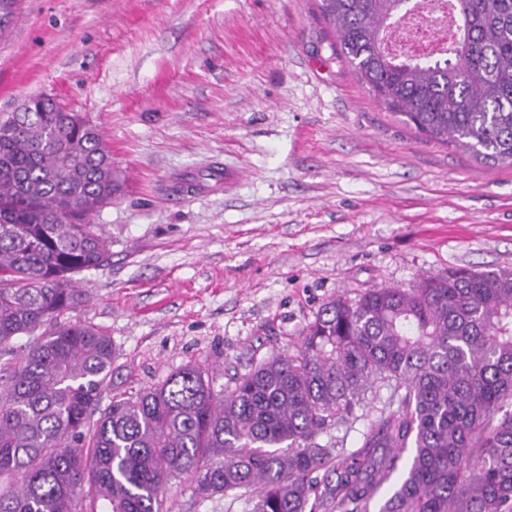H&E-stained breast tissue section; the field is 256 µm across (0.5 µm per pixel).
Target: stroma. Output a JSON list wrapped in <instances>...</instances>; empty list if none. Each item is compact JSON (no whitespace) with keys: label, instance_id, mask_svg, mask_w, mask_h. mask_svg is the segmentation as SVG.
I'll return each instance as SVG.
<instances>
[{"label":"stroma","instance_id":"35a3bbf8","mask_svg":"<svg viewBox=\"0 0 512 512\" xmlns=\"http://www.w3.org/2000/svg\"><path fill=\"white\" fill-rule=\"evenodd\" d=\"M54 97L102 133L123 194L109 262L63 312L112 338V386L184 365L222 388L321 306L449 269H512V165L422 141L359 83L316 0H18L0 112ZM171 480L170 512H246Z\"/></svg>","mask_w":512,"mask_h":512}]
</instances>
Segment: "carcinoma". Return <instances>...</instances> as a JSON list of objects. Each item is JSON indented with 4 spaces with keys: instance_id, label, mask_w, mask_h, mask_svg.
Segmentation results:
<instances>
[{
    "instance_id": "obj_1",
    "label": "carcinoma",
    "mask_w": 512,
    "mask_h": 512,
    "mask_svg": "<svg viewBox=\"0 0 512 512\" xmlns=\"http://www.w3.org/2000/svg\"><path fill=\"white\" fill-rule=\"evenodd\" d=\"M410 2L319 10L386 111L512 165V0H448L446 43L400 55L389 43ZM23 109L0 113V512H167L182 475L248 512H370L377 499L378 512H512V269L338 295L293 351L218 392L188 363L159 387L114 393L112 339L57 316L84 301L73 275L108 261L89 217L125 177L81 113L45 95ZM358 410V449L318 442Z\"/></svg>"
}]
</instances>
